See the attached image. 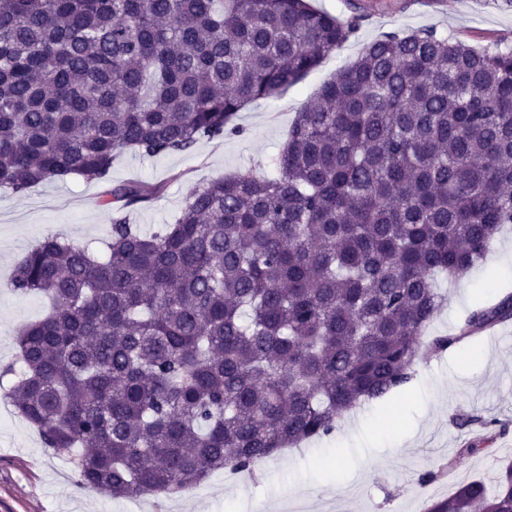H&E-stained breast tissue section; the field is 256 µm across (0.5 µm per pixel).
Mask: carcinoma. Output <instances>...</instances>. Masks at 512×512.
<instances>
[{
    "label": "carcinoma",
    "mask_w": 512,
    "mask_h": 512,
    "mask_svg": "<svg viewBox=\"0 0 512 512\" xmlns=\"http://www.w3.org/2000/svg\"><path fill=\"white\" fill-rule=\"evenodd\" d=\"M310 0H0V190L109 180L124 152L241 133L355 33ZM121 184L108 254L65 236L14 265L50 311L16 336L4 399L78 483L185 493L330 435L405 389L417 355L512 320V294L422 343L512 224V49L432 29L368 43L297 113L270 176L219 177L146 234ZM424 512H512V465Z\"/></svg>",
    "instance_id": "1"
}]
</instances>
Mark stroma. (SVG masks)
Masks as SVG:
<instances>
[{
	"label": "stroma",
	"mask_w": 512,
	"mask_h": 512,
	"mask_svg": "<svg viewBox=\"0 0 512 512\" xmlns=\"http://www.w3.org/2000/svg\"><path fill=\"white\" fill-rule=\"evenodd\" d=\"M362 2L357 31L340 50L281 96L239 112L242 132L199 144L191 153L143 158L131 153L112 164L109 183L74 178L45 182L24 196L0 193V394L15 377L20 327L42 318L48 300L21 295L10 286L12 269L44 237L64 235L105 251L110 213L97 205L108 185L140 182L161 193L137 205L131 222L143 232L172 223L195 187L228 174L267 175L294 118L320 86L363 47L387 32L432 28L474 45L512 46V0H407L406 7L373 8V0H315L316 7L348 17ZM448 302L428 329L453 333L476 299L512 290V226L498 236L484 261L465 278L441 281ZM407 390L363 404L343 416L327 437L290 448L262 461L237 481L215 473L183 495H143L114 499L79 485L65 449L45 447L39 432L18 416L0 425V512H422L424 500L445 498L458 485L493 482L512 462V338L482 336L473 346L417 358ZM489 421L487 451L462 452L471 438L460 418ZM508 423L507 432L499 424ZM452 460V479L427 484L420 478Z\"/></svg>",
	"instance_id": "1"
}]
</instances>
